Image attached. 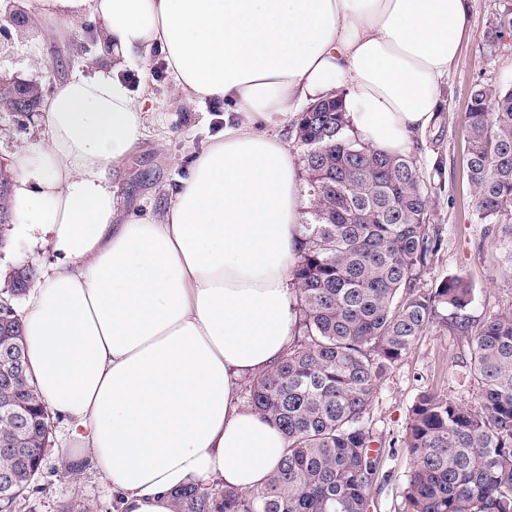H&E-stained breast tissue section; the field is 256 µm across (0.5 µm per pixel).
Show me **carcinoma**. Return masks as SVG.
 <instances>
[{"mask_svg": "<svg viewBox=\"0 0 512 512\" xmlns=\"http://www.w3.org/2000/svg\"><path fill=\"white\" fill-rule=\"evenodd\" d=\"M320 105L295 126L312 197L293 269L298 335L245 391L287 448L260 490L189 486L175 493L173 512H367L380 463L365 425L375 390L436 321L469 339L481 392L476 407L431 391L417 397L403 440L414 461L403 512H512V315L476 327L472 288L458 276L429 292L416 287L438 250L429 224L435 186L411 155L357 140L339 100ZM466 123L468 183L491 224L512 209V86H475ZM23 295L8 289L0 308V323L19 339ZM10 394L27 406L30 444L48 440V407L33 379ZM42 472L38 457L19 471L0 512H14Z\"/></svg>", "mask_w": 512, "mask_h": 512, "instance_id": "1", "label": "carcinoma"}]
</instances>
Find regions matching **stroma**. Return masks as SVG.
Wrapping results in <instances>:
<instances>
[{"mask_svg":"<svg viewBox=\"0 0 512 512\" xmlns=\"http://www.w3.org/2000/svg\"><path fill=\"white\" fill-rule=\"evenodd\" d=\"M512 9V0H471L470 25L442 93L444 109L439 127L420 136L413 152L424 179L434 182L430 222L441 245L420 289H434L447 277H463L473 289L468 312L476 322L512 314V240L499 223L481 221L476 213L466 175L467 130L465 112L474 85H512V31L497 45L489 34L500 15ZM112 68V56L97 36H82L73 28L67 42L51 40L35 22L8 27L0 34V82L27 80L52 93L70 77L93 76ZM122 79L148 101L147 133L141 148L113 172L111 185L130 210L163 212L171 192L189 174L191 159L223 123L220 101L198 102L178 95L169 83L165 64L129 68ZM43 141V114L0 112V166L11 167L17 158L35 157ZM0 289L19 267L44 272L55 255L47 237L34 231L15 233L13 224L0 226ZM467 338L435 324L419 336L406 357L378 384L367 421L375 447L381 448L379 470L369 492L368 512H401L402 487L413 460L403 445L410 408L424 391H433L476 403L480 386L467 368ZM51 446L44 460L43 477L17 512H63L72 499H81L89 512H114L116 503L99 474L91 469L70 470L61 456L67 434L59 419H52Z\"/></svg>","mask_w":512,"mask_h":512,"instance_id":"stroma-1","label":"stroma"}]
</instances>
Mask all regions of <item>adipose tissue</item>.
<instances>
[{
	"label": "adipose tissue",
	"mask_w": 512,
	"mask_h": 512,
	"mask_svg": "<svg viewBox=\"0 0 512 512\" xmlns=\"http://www.w3.org/2000/svg\"><path fill=\"white\" fill-rule=\"evenodd\" d=\"M65 39L100 23L112 70L46 99V138L18 164V230L58 260L32 285L27 357L66 423L68 467L96 469L118 512H172L191 484L263 487L287 442L240 397L294 336L296 158L276 130L341 97L357 139L410 153L441 110L468 0H40ZM161 55L176 90L221 99L224 129L164 213L123 208L107 175L145 138L120 72Z\"/></svg>",
	"instance_id": "obj_1"
}]
</instances>
